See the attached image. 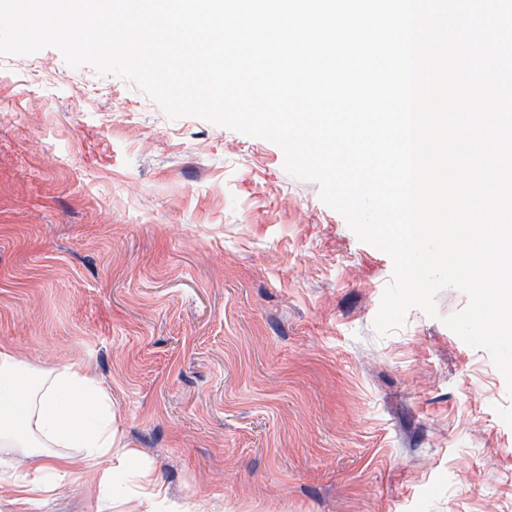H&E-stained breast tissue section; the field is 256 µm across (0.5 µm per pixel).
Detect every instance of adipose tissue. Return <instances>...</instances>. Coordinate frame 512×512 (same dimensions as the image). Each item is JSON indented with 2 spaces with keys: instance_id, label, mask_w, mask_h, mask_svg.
Returning a JSON list of instances; mask_svg holds the SVG:
<instances>
[{
  "instance_id": "ef3b65f1",
  "label": "adipose tissue",
  "mask_w": 512,
  "mask_h": 512,
  "mask_svg": "<svg viewBox=\"0 0 512 512\" xmlns=\"http://www.w3.org/2000/svg\"><path fill=\"white\" fill-rule=\"evenodd\" d=\"M0 451L36 462L34 477L11 481L20 512H29L52 490L44 471L60 479L84 466L108 490L113 460L134 454L121 443L111 397L82 364L35 374L5 351H0Z\"/></svg>"
}]
</instances>
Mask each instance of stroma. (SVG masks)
Listing matches in <instances>:
<instances>
[{
  "instance_id": "35a3bbf8",
  "label": "stroma",
  "mask_w": 512,
  "mask_h": 512,
  "mask_svg": "<svg viewBox=\"0 0 512 512\" xmlns=\"http://www.w3.org/2000/svg\"><path fill=\"white\" fill-rule=\"evenodd\" d=\"M276 144L170 118L60 51L0 54V350L84 363L135 448L32 512H512V395L490 354L411 309L393 263Z\"/></svg>"
}]
</instances>
